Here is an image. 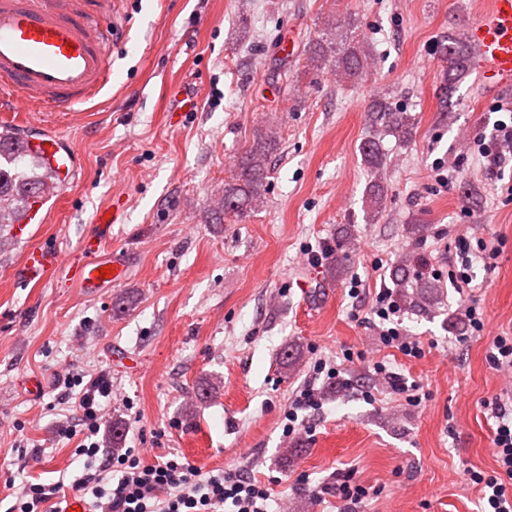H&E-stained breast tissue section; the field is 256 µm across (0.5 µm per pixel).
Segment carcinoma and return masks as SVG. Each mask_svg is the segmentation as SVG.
Returning <instances> with one entry per match:
<instances>
[{
    "instance_id": "carcinoma-1",
    "label": "carcinoma",
    "mask_w": 512,
    "mask_h": 512,
    "mask_svg": "<svg viewBox=\"0 0 512 512\" xmlns=\"http://www.w3.org/2000/svg\"><path fill=\"white\" fill-rule=\"evenodd\" d=\"M351 28L344 16L327 20L323 32L308 44V65L319 70L328 61V56L334 53L337 75L345 80L360 77L372 60V52L369 46L352 35ZM466 47L468 44L461 33L443 47L448 75L458 76L467 71L470 53L466 52ZM367 118L370 126L383 127L401 142L409 140L415 124L412 115L393 109L384 94L372 100ZM276 145V132L269 129L259 134L241 157L233 182L224 186L222 212L225 215L242 219L263 203L268 157ZM360 153L371 168L378 170L383 166L384 153L379 136L363 141ZM48 179H53L51 170L29 151L18 129L0 127V230L19 220L29 207L30 199ZM368 195L372 207L370 218L373 219L385 198L381 181L371 183ZM391 281L407 308L424 309L438 298V288L430 279L427 261L421 256L411 253L401 256L391 271Z\"/></svg>"
}]
</instances>
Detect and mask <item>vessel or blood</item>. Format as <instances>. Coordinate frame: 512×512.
Listing matches in <instances>:
<instances>
[{
    "label": "vessel or blood",
    "mask_w": 512,
    "mask_h": 512,
    "mask_svg": "<svg viewBox=\"0 0 512 512\" xmlns=\"http://www.w3.org/2000/svg\"><path fill=\"white\" fill-rule=\"evenodd\" d=\"M124 3L0 0V116L26 125L40 122L46 112L77 116L81 105L95 99L110 81L109 49L124 28ZM470 36L487 84L512 85V0H491L487 15L471 25ZM30 145L58 178L43 186L28 214L13 225L18 239L26 237L29 225L44 223V206L66 193L78 174L73 153L57 134L46 133ZM117 220V209L102 210L95 232L84 239L78 253L66 258L45 245H27L20 279L37 284L62 271L86 294L110 289L126 270L122 256L106 246ZM104 268L109 277H100Z\"/></svg>",
    "instance_id": "b4317fda"
}]
</instances>
